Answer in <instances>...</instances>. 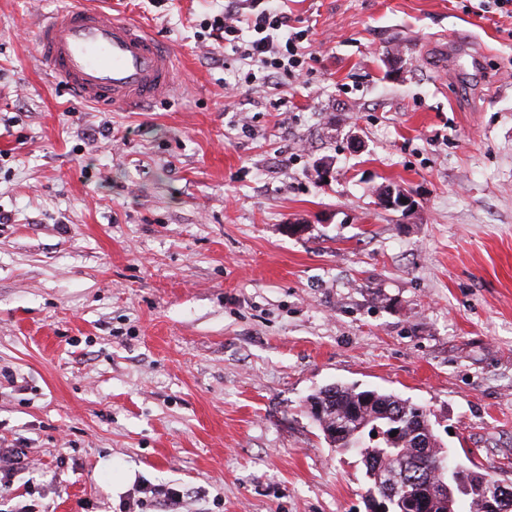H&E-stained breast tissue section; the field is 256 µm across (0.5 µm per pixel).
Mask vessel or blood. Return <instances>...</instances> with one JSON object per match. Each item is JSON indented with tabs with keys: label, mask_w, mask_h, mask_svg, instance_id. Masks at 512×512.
Masks as SVG:
<instances>
[{
	"label": "vessel or blood",
	"mask_w": 512,
	"mask_h": 512,
	"mask_svg": "<svg viewBox=\"0 0 512 512\" xmlns=\"http://www.w3.org/2000/svg\"><path fill=\"white\" fill-rule=\"evenodd\" d=\"M35 52L40 65L77 96L107 107L165 98L174 81L168 49L139 23L97 7L42 17Z\"/></svg>",
	"instance_id": "obj_1"
}]
</instances>
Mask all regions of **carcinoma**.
I'll list each match as a JSON object with an SVG mask.
<instances>
[{"label": "carcinoma", "mask_w": 512, "mask_h": 512, "mask_svg": "<svg viewBox=\"0 0 512 512\" xmlns=\"http://www.w3.org/2000/svg\"><path fill=\"white\" fill-rule=\"evenodd\" d=\"M308 403L323 408V416L317 418L320 429L342 428V434L334 439L336 448L356 447L355 439L350 437L358 426L351 416L355 409L374 417L373 423L381 428L401 429L404 435L398 440L382 438L365 446L361 457L370 486L389 483L396 488L392 512H443L445 505L432 494L430 484L449 455L440 446L426 410L392 392L355 385L320 390L308 398ZM412 428L428 439L427 451L414 446V437L409 433ZM453 469L449 481L453 512H489L478 480L497 476L496 468L485 466L471 471L456 463Z\"/></svg>", "instance_id": "1"}]
</instances>
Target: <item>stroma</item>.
Masks as SVG:
<instances>
[{"instance_id":"obj_1","label":"stroma","mask_w":512,"mask_h":512,"mask_svg":"<svg viewBox=\"0 0 512 512\" xmlns=\"http://www.w3.org/2000/svg\"><path fill=\"white\" fill-rule=\"evenodd\" d=\"M75 2L0 0V447L31 450L24 503L367 512L359 456L307 412L334 383L423 407L512 485V18L285 0L317 58L274 96L198 38L224 0H90L174 54L169 100L126 110L36 57L39 16ZM378 198L383 206L397 211L407 212L415 205V201L411 195L401 189H396L390 186L382 188L379 191ZM402 199H407V202H402ZM138 492L144 494L145 497L152 498V505H154L153 503L157 504V499H159L158 504L165 508L164 512H180L179 509L182 507L184 498V494L180 489L144 487Z\"/></svg>"}]
</instances>
